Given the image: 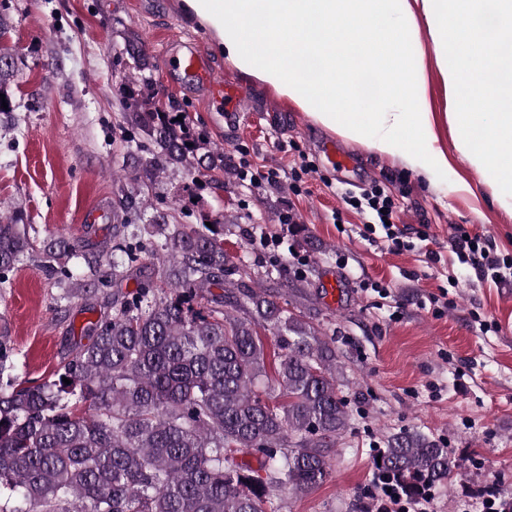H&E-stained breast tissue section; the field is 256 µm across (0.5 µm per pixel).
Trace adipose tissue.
<instances>
[{
    "label": "adipose tissue",
    "mask_w": 512,
    "mask_h": 512,
    "mask_svg": "<svg viewBox=\"0 0 512 512\" xmlns=\"http://www.w3.org/2000/svg\"><path fill=\"white\" fill-rule=\"evenodd\" d=\"M183 0L209 26L225 59L273 82L322 127L385 156L400 155L427 175L448 171L428 108L413 41L424 17L458 124L459 152L492 194L512 198V0ZM262 17L254 35L253 17ZM374 64L387 94L365 108L336 86L337 71ZM497 146L494 162L486 150Z\"/></svg>",
    "instance_id": "adipose-tissue-1"
}]
</instances>
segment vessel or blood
<instances>
[{"label": "vessel or blood", "instance_id": "1", "mask_svg": "<svg viewBox=\"0 0 512 512\" xmlns=\"http://www.w3.org/2000/svg\"><path fill=\"white\" fill-rule=\"evenodd\" d=\"M165 61L169 71L181 76L186 83L205 88L225 121L239 120L243 113L252 111L253 101L235 87L217 80L198 50L192 48L181 53H169Z\"/></svg>", "mask_w": 512, "mask_h": 512}]
</instances>
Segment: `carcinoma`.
<instances>
[{
  "instance_id": "1",
  "label": "carcinoma",
  "mask_w": 512,
  "mask_h": 512,
  "mask_svg": "<svg viewBox=\"0 0 512 512\" xmlns=\"http://www.w3.org/2000/svg\"><path fill=\"white\" fill-rule=\"evenodd\" d=\"M127 53L137 82L152 64L137 41ZM16 65L0 47V124L15 105ZM124 122L137 139L135 185L118 187L125 218L112 245L87 252L43 242L40 267L71 279L62 296L92 299L96 283L127 279L142 249L158 259L131 294H112L105 311L48 378L13 373L0 340V512H279L283 494L302 495L330 474L351 415L335 341L302 310L241 278L224 250L223 225L175 224L155 209L147 222L137 196L170 169L224 172V150L189 126L150 111L130 90ZM34 251L21 214H0V281ZM224 294L204 299L202 291ZM274 338L273 374L258 329ZM70 383L63 382V378ZM257 458L253 468L244 457ZM379 475L415 497L446 487L458 461L420 431L387 437Z\"/></svg>"
}]
</instances>
